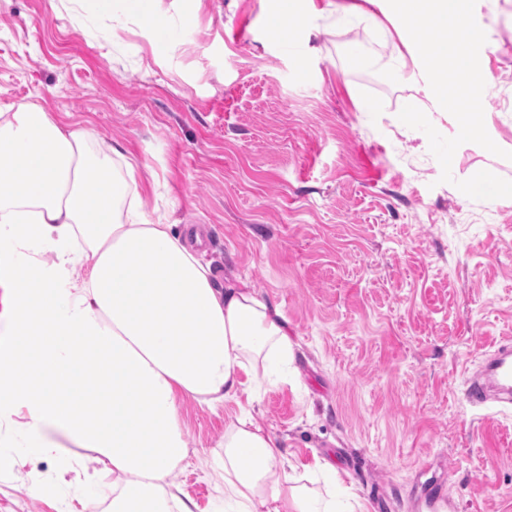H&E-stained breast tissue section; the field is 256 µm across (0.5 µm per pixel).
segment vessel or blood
<instances>
[{
  "mask_svg": "<svg viewBox=\"0 0 512 512\" xmlns=\"http://www.w3.org/2000/svg\"><path fill=\"white\" fill-rule=\"evenodd\" d=\"M463 385L471 406L482 407L491 402L512 405V340L493 345L480 369L465 374Z\"/></svg>",
  "mask_w": 512,
  "mask_h": 512,
  "instance_id": "b4317fda",
  "label": "vessel or blood"
}]
</instances>
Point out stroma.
Instances as JSON below:
<instances>
[{
  "mask_svg": "<svg viewBox=\"0 0 512 512\" xmlns=\"http://www.w3.org/2000/svg\"><path fill=\"white\" fill-rule=\"evenodd\" d=\"M326 4L0 0V110L34 101L92 148L121 147L156 182L147 216L199 225L217 282L249 280L281 308L291 373L257 379L251 412L294 466L327 459L365 512H425L439 480L451 512H512V407H472L462 385L512 339V0L493 19L482 0L456 2L492 24L497 51L493 126L458 138L451 168L454 128L391 77V42L373 32V67H348L357 30ZM154 13L186 23L155 44ZM240 412L180 406L189 457L173 480L199 512L224 508L207 459ZM32 482L45 496L25 494ZM69 493L52 462L0 454V512H57Z\"/></svg>",
  "mask_w": 512,
  "mask_h": 512,
  "instance_id": "1",
  "label": "stroma"
}]
</instances>
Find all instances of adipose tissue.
I'll list each match as a JSON object with an SVG mask.
<instances>
[{"label": "adipose tissue", "mask_w": 512, "mask_h": 512, "mask_svg": "<svg viewBox=\"0 0 512 512\" xmlns=\"http://www.w3.org/2000/svg\"><path fill=\"white\" fill-rule=\"evenodd\" d=\"M368 2L337 11L381 30L393 72L455 119L428 62L490 81L487 27L448 0H408V15L442 30L422 48L378 18L385 0ZM202 244L192 226L151 222L135 169L112 171L86 131L36 104L0 112V447L21 467L54 462L58 481L81 488L80 507L61 512H92L102 471L118 489L112 512H195L170 480L188 456L180 404L213 409L258 375L287 380L281 310L248 281L218 286ZM78 262L88 269L79 283ZM278 454L250 410L225 424L213 472L227 512H346L342 496L301 485Z\"/></svg>", "instance_id": "adipose-tissue-1"}]
</instances>
